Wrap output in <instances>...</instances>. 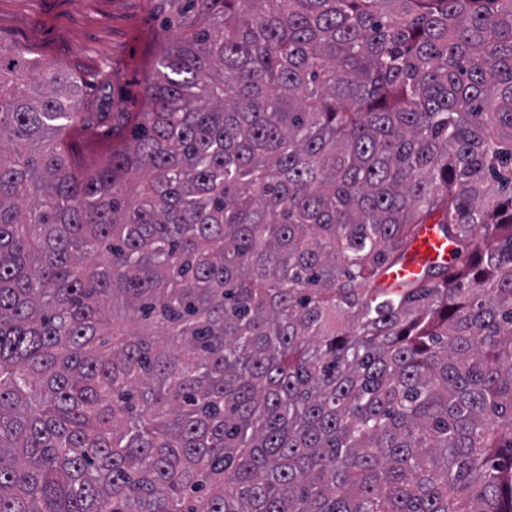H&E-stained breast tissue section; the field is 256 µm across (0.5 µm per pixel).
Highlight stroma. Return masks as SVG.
<instances>
[{
  "instance_id": "stroma-1",
  "label": "stroma",
  "mask_w": 512,
  "mask_h": 512,
  "mask_svg": "<svg viewBox=\"0 0 512 512\" xmlns=\"http://www.w3.org/2000/svg\"><path fill=\"white\" fill-rule=\"evenodd\" d=\"M178 0H0V44L29 62L54 64L78 85L90 126L73 159L91 164L130 137L122 121L145 107L146 85L163 48L180 38Z\"/></svg>"
}]
</instances>
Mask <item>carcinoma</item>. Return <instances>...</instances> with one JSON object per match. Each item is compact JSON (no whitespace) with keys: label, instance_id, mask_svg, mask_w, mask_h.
Returning a JSON list of instances; mask_svg holds the SVG:
<instances>
[{"label":"carcinoma","instance_id":"1","mask_svg":"<svg viewBox=\"0 0 512 512\" xmlns=\"http://www.w3.org/2000/svg\"><path fill=\"white\" fill-rule=\"evenodd\" d=\"M182 28L88 166L0 45V512H512V0ZM413 253V261L389 273L391 281L416 278L424 261L448 262L450 257L448 244L436 233L435 224H422L418 238L413 245Z\"/></svg>","mask_w":512,"mask_h":512}]
</instances>
